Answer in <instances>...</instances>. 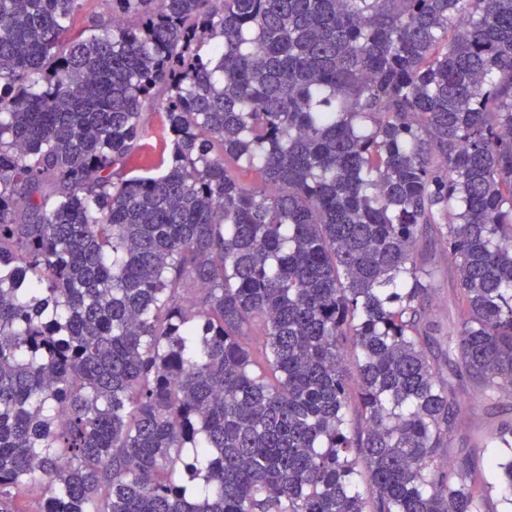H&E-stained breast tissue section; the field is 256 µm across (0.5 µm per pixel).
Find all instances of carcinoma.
Masks as SVG:
<instances>
[{
    "mask_svg": "<svg viewBox=\"0 0 512 512\" xmlns=\"http://www.w3.org/2000/svg\"><path fill=\"white\" fill-rule=\"evenodd\" d=\"M83 2L0 0V512H493L443 459L512 394V0ZM112 16V0H87L76 15L77 26L85 27L96 21H106ZM428 253L435 256L440 266V272L433 284V289L426 303L427 316L431 321L438 325V332L434 336L438 342L434 343L428 349V355L433 359H438L442 368H444L439 350V342H443V337L453 329L456 321V310L453 304L452 286L448 280V264L446 265V248L443 243L437 240L427 242Z\"/></svg>",
    "mask_w": 512,
    "mask_h": 512,
    "instance_id": "1",
    "label": "carcinoma"
}]
</instances>
